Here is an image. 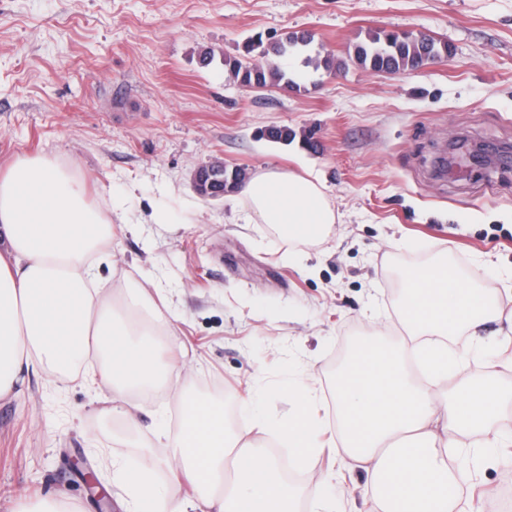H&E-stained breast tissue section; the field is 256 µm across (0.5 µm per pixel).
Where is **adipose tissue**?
I'll return each mask as SVG.
<instances>
[{"label": "adipose tissue", "mask_w": 512, "mask_h": 512, "mask_svg": "<svg viewBox=\"0 0 512 512\" xmlns=\"http://www.w3.org/2000/svg\"><path fill=\"white\" fill-rule=\"evenodd\" d=\"M247 220L281 238L313 243L337 217L324 185L277 169L255 174L241 190ZM112 211L90 204L82 179L58 158L22 156L0 173V397L13 392L23 368L40 366L70 377L96 354L101 383L128 396L163 387L175 374L158 366L153 337L170 322L143 314V293L118 314L97 270L109 261ZM401 321L406 337L391 346L378 335L361 341L334 378L338 451L366 464L374 512H475L462 486L468 467H450L440 431L483 432L468 449L480 461L499 446L493 422L512 404V385L499 381L512 361L491 364L485 376L449 387L448 336L478 330L498 311L496 297L473 288L447 264L404 273ZM295 412L287 423L263 426L285 440L293 459L316 452L314 397L289 388ZM179 431L169 436L183 476L200 491L208 512H297V489L283 481L261 448L229 438L220 405L187 397ZM134 512H185L174 491L149 473L114 463Z\"/></svg>", "instance_id": "1"}]
</instances>
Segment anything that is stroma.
<instances>
[{
	"label": "stroma",
	"instance_id": "35a3bbf8",
	"mask_svg": "<svg viewBox=\"0 0 512 512\" xmlns=\"http://www.w3.org/2000/svg\"><path fill=\"white\" fill-rule=\"evenodd\" d=\"M379 29L433 37L450 54L372 71L353 48ZM292 32L312 34L336 70L292 56L293 89L248 88L225 71L246 41ZM273 127L294 139H268ZM479 144L512 147V0H0V171L55 155L95 205L141 216L113 221L99 278L146 288L152 307L169 309L155 357L181 367L166 389L114 402L94 356L66 382L27 374L21 394L0 398V512H27L46 492L98 512L86 471L124 512L117 459L193 504L165 439L182 398L222 404L230 432L260 442L255 414L288 421V385L300 379L322 424L317 453L290 478L300 512L323 495L336 512H369L368 473L334 444L333 377L360 338L402 342V273L444 255L497 298L501 318L449 340L463 356L449 385L483 374L489 358L512 360V166L438 169L450 149ZM216 158L249 176L318 178L332 233L288 241L247 223L239 192L199 196L193 175ZM464 493L512 512V452L481 462Z\"/></svg>",
	"mask_w": 512,
	"mask_h": 512
}]
</instances>
